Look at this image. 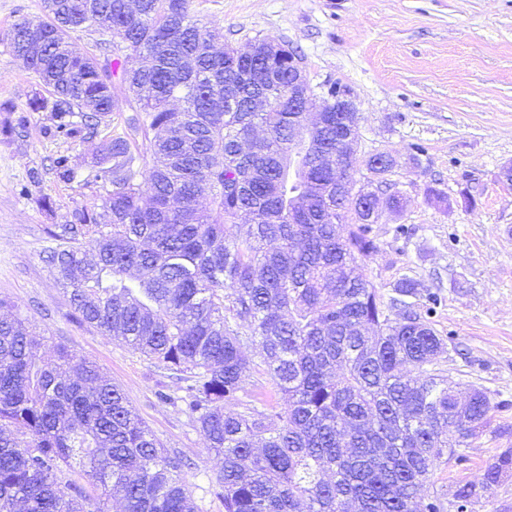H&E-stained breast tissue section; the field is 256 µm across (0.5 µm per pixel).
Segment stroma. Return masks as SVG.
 I'll list each match as a JSON object with an SVG mask.
<instances>
[{"mask_svg":"<svg viewBox=\"0 0 512 512\" xmlns=\"http://www.w3.org/2000/svg\"><path fill=\"white\" fill-rule=\"evenodd\" d=\"M191 13L241 48L257 36L288 42L312 86L336 84L356 103L360 158L393 157L385 180L408 204L382 212L372 231L379 251L361 271L386 295L404 277L439 294V366L461 389H482L492 409L468 461L437 465L427 489L481 484L512 448V183L499 176L512 162V0H192ZM36 84L0 39V104L27 117L21 134H0V299L32 323L40 356L64 344L120 387L164 448L189 461L181 479L195 512H218L209 481L222 457L156 397L176 391V379L78 319L42 259L50 229L108 189L87 177L94 143L52 137L50 113L28 110ZM413 144L425 149L416 160ZM61 154L78 169L68 183L51 170ZM401 224L409 235L397 233Z\"/></svg>","mask_w":512,"mask_h":512,"instance_id":"stroma-1","label":"stroma"}]
</instances>
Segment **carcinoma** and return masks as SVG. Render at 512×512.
Instances as JSON below:
<instances>
[{"mask_svg":"<svg viewBox=\"0 0 512 512\" xmlns=\"http://www.w3.org/2000/svg\"><path fill=\"white\" fill-rule=\"evenodd\" d=\"M43 9L38 43L27 41L28 19L4 36L44 88L28 109L51 113L54 137L98 141L91 176L111 187L49 231L57 246L43 260L81 320L175 375L177 391L157 398L224 457L210 484L224 512H466L472 484L446 503L420 491L438 463L467 460L490 399L481 390L471 403L479 430L456 434L457 382L433 369L445 345L430 319L438 296L403 278L386 297L357 273L378 245L355 195L336 197V172L315 154L336 150V113L310 128L290 106L295 51L265 36L250 57L217 50L223 35L191 15L190 0H43ZM89 29L98 53L74 52L71 35ZM115 46L140 65L112 57ZM120 93L134 115L116 133ZM0 110V133L25 127L12 106ZM138 138L152 156L144 173L131 150ZM51 168L77 177L67 155ZM244 216L243 234L227 238L224 226ZM254 339L263 374L288 397L281 411L239 397L242 346ZM75 456L85 486H63L60 465ZM184 466L96 365L61 344L56 361L42 362L26 322L0 318V512H107L111 491L122 512H192ZM511 472L509 448L481 489Z\"/></svg>","mask_w":512,"mask_h":512,"instance_id":"cac0c4a2","label":"carcinoma"}]
</instances>
